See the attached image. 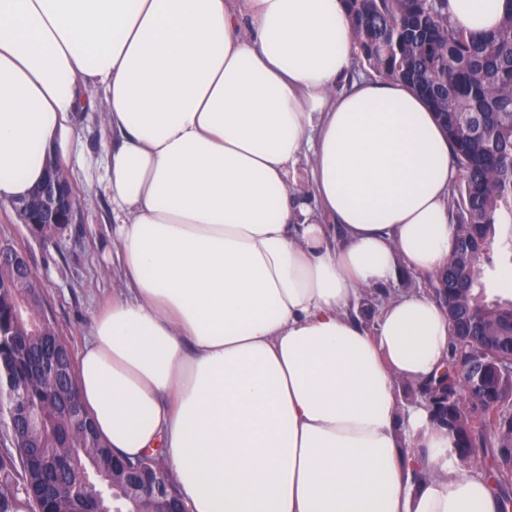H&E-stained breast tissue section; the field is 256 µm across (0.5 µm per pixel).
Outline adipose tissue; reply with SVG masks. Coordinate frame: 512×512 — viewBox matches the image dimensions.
<instances>
[{"instance_id": "ef3b65f1", "label": "adipose tissue", "mask_w": 512, "mask_h": 512, "mask_svg": "<svg viewBox=\"0 0 512 512\" xmlns=\"http://www.w3.org/2000/svg\"><path fill=\"white\" fill-rule=\"evenodd\" d=\"M506 0H447L459 30ZM344 0H0V209L46 174L86 92L124 289L77 387L101 441L161 452L191 512H501L426 405L450 353L428 293L458 178L408 85L352 78ZM306 187L290 189L299 170Z\"/></svg>"}]
</instances>
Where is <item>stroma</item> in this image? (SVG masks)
I'll list each match as a JSON object with an SVG mask.
<instances>
[{
  "label": "stroma",
  "instance_id": "1",
  "mask_svg": "<svg viewBox=\"0 0 512 512\" xmlns=\"http://www.w3.org/2000/svg\"><path fill=\"white\" fill-rule=\"evenodd\" d=\"M112 138L103 128L102 105L94 103L79 116L74 138L63 160L74 191V218L54 238L31 237L16 212H0V241H10L26 253L72 351L88 337L91 320L123 283L107 258L115 252L112 238V198L101 176Z\"/></svg>",
  "mask_w": 512,
  "mask_h": 512
}]
</instances>
